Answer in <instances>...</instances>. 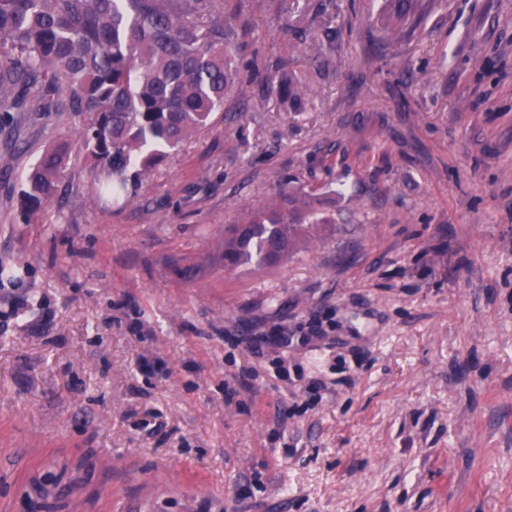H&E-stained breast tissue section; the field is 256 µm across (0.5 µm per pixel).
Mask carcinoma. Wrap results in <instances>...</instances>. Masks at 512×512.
Masks as SVG:
<instances>
[{
	"label": "carcinoma",
	"instance_id": "cac0c4a2",
	"mask_svg": "<svg viewBox=\"0 0 512 512\" xmlns=\"http://www.w3.org/2000/svg\"><path fill=\"white\" fill-rule=\"evenodd\" d=\"M409 6L392 0V37H402ZM235 19L223 0H0V112L79 117L80 147L105 173L95 194L127 201L131 165L152 168L224 108L238 74ZM69 159L66 144L38 159L21 190L28 217L54 201ZM305 219L271 204L229 225L224 268L280 262Z\"/></svg>",
	"mask_w": 512,
	"mask_h": 512
}]
</instances>
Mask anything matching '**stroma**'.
Segmentation results:
<instances>
[{"mask_svg": "<svg viewBox=\"0 0 512 512\" xmlns=\"http://www.w3.org/2000/svg\"><path fill=\"white\" fill-rule=\"evenodd\" d=\"M423 8L401 40L386 0H249L242 62L308 94H231L128 202L75 151L27 219L79 120L0 112V512H512V0ZM286 191L304 244L225 269ZM69 146L60 144L47 149L26 177L21 201L29 218L49 206L58 192L61 174L70 159Z\"/></svg>", "mask_w": 512, "mask_h": 512, "instance_id": "obj_1", "label": "stroma"}]
</instances>
